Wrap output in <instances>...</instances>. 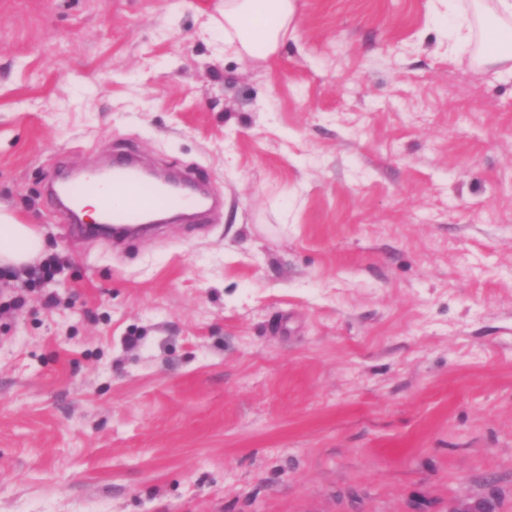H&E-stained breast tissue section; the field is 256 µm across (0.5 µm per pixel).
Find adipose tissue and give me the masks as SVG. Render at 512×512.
<instances>
[{
    "mask_svg": "<svg viewBox=\"0 0 512 512\" xmlns=\"http://www.w3.org/2000/svg\"><path fill=\"white\" fill-rule=\"evenodd\" d=\"M293 14L292 0H224V40L238 52L268 56L286 33ZM493 38L483 56L496 64L512 62V0H493L490 16L467 19L455 26L454 38L470 41L474 31ZM44 240L30 225L0 213V265L20 267L39 260Z\"/></svg>",
    "mask_w": 512,
    "mask_h": 512,
    "instance_id": "obj_1",
    "label": "adipose tissue"
}]
</instances>
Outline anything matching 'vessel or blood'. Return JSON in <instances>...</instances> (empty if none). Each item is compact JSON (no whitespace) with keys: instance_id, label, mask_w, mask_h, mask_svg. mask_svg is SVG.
Listing matches in <instances>:
<instances>
[{"instance_id":"1","label":"vessel or blood","mask_w":512,"mask_h":512,"mask_svg":"<svg viewBox=\"0 0 512 512\" xmlns=\"http://www.w3.org/2000/svg\"><path fill=\"white\" fill-rule=\"evenodd\" d=\"M90 196L97 197L106 223L115 237L130 238L133 227L144 224L150 215L165 210L185 214L204 208L209 198L197 191L193 180L178 190H170L157 180L145 177L142 167L128 155L113 159L106 172L87 170L82 176L52 189L50 202L62 223H69V207Z\"/></svg>"}]
</instances>
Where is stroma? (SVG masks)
Listing matches in <instances>:
<instances>
[{"instance_id":"obj_1","label":"stroma","mask_w":512,"mask_h":512,"mask_svg":"<svg viewBox=\"0 0 512 512\" xmlns=\"http://www.w3.org/2000/svg\"><path fill=\"white\" fill-rule=\"evenodd\" d=\"M0 0V512H512V78L437 0ZM140 153L224 200L130 244L46 184ZM292 14L291 0H224V40L242 54L266 57L286 33ZM44 240L29 224L0 213V265L20 267L39 260Z\"/></svg>"}]
</instances>
